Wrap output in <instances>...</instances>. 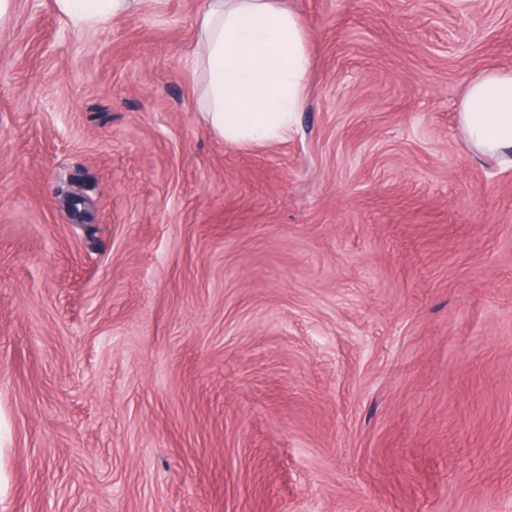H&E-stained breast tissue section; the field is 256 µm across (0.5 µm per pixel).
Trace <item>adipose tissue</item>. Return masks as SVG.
<instances>
[{
	"mask_svg": "<svg viewBox=\"0 0 512 512\" xmlns=\"http://www.w3.org/2000/svg\"><path fill=\"white\" fill-rule=\"evenodd\" d=\"M135 0H56L75 25L100 23ZM194 63L205 76L201 108L224 141L266 145L287 135L306 101L307 32L277 0H210ZM460 128L484 155L512 156V69L472 79L458 104Z\"/></svg>",
	"mask_w": 512,
	"mask_h": 512,
	"instance_id": "ef3b65f1",
	"label": "adipose tissue"
}]
</instances>
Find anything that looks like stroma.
I'll return each mask as SVG.
<instances>
[{
    "label": "stroma",
    "instance_id": "1",
    "mask_svg": "<svg viewBox=\"0 0 512 512\" xmlns=\"http://www.w3.org/2000/svg\"><path fill=\"white\" fill-rule=\"evenodd\" d=\"M205 2L0 23V512H512V164L457 117L512 0H287L306 105L249 147Z\"/></svg>",
    "mask_w": 512,
    "mask_h": 512
}]
</instances>
